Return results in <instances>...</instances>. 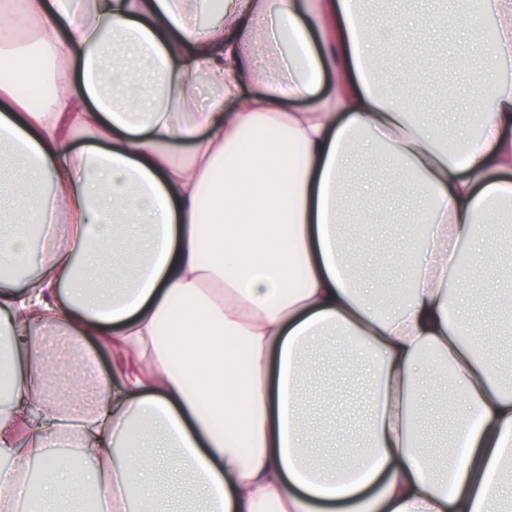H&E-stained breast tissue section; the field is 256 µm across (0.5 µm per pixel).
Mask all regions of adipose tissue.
<instances>
[{
  "instance_id": "ef3b65f1",
  "label": "adipose tissue",
  "mask_w": 512,
  "mask_h": 512,
  "mask_svg": "<svg viewBox=\"0 0 512 512\" xmlns=\"http://www.w3.org/2000/svg\"><path fill=\"white\" fill-rule=\"evenodd\" d=\"M486 65L512 66V0H453ZM361 0H0V512H170L154 474L188 475L200 512H512V380L460 314L493 275L496 207L512 206V80L474 136L416 122L412 80L380 77L411 45ZM332 90L322 91L324 77ZM48 86L38 103L23 78ZM254 86L243 96L245 86ZM208 88L207 103L197 92ZM309 100L285 112L282 102ZM400 170L426 237L379 249L413 285L381 296L354 273L346 173L360 146ZM41 260H32V241ZM66 336V360L44 349ZM367 358L369 419L335 452L305 423L314 347ZM106 351L112 371L84 378ZM464 405L448 441L422 420L441 369ZM42 462L38 491L27 465Z\"/></svg>"
}]
</instances>
